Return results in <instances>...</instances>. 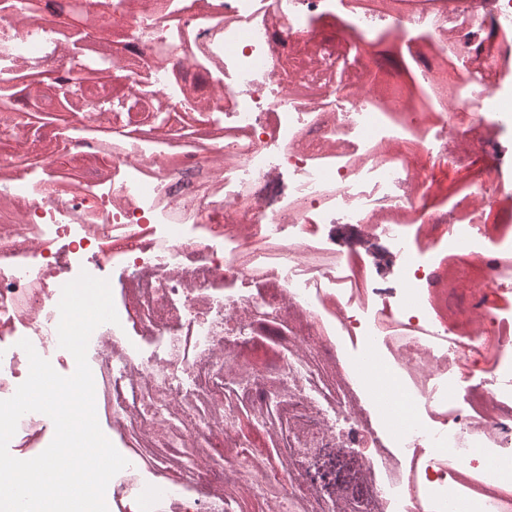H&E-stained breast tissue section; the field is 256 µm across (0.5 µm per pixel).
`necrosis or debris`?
I'll return each mask as SVG.
<instances>
[{"instance_id":"4bbe7bcc","label":"necrosis or debris","mask_w":512,"mask_h":512,"mask_svg":"<svg viewBox=\"0 0 512 512\" xmlns=\"http://www.w3.org/2000/svg\"><path fill=\"white\" fill-rule=\"evenodd\" d=\"M0 0V400L92 333L112 512H512V0ZM135 112L71 101L78 60ZM467 103L460 114L458 103ZM399 386L395 415L371 367ZM45 414L9 442L29 460Z\"/></svg>"}]
</instances>
